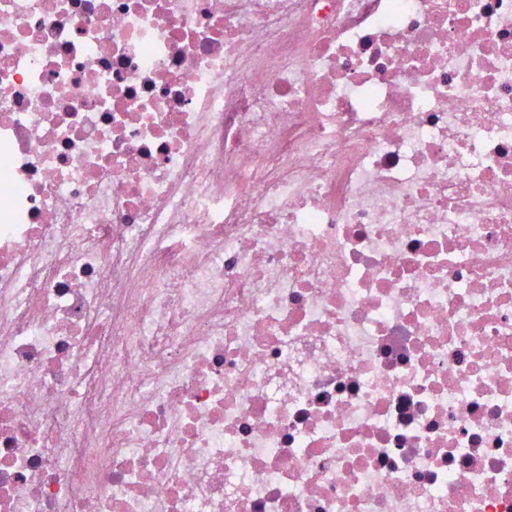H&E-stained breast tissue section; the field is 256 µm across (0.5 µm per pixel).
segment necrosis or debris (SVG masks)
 Wrapping results in <instances>:
<instances>
[{"label":"necrosis or debris","instance_id":"necrosis-or-debris-1","mask_svg":"<svg viewBox=\"0 0 512 512\" xmlns=\"http://www.w3.org/2000/svg\"><path fill=\"white\" fill-rule=\"evenodd\" d=\"M0 512H512V0H0Z\"/></svg>","mask_w":512,"mask_h":512}]
</instances>
